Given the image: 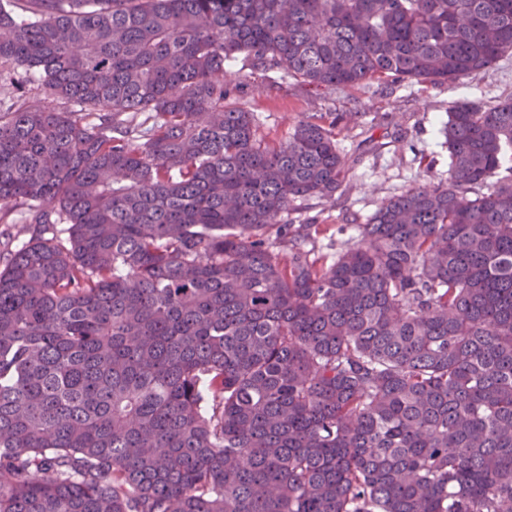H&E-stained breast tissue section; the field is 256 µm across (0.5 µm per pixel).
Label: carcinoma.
<instances>
[{
  "mask_svg": "<svg viewBox=\"0 0 512 512\" xmlns=\"http://www.w3.org/2000/svg\"><path fill=\"white\" fill-rule=\"evenodd\" d=\"M512 0H0V512H512V99L331 263L339 112L269 143L224 66L463 79ZM53 100L77 106L59 111ZM20 213V209H14L6 214L5 211H2L0 252L7 247L14 249L29 238L31 233L30 224H24L20 221Z\"/></svg>",
  "mask_w": 512,
  "mask_h": 512,
  "instance_id": "obj_1",
  "label": "carcinoma"
}]
</instances>
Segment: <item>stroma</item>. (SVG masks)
Instances as JSON below:
<instances>
[{"mask_svg": "<svg viewBox=\"0 0 512 512\" xmlns=\"http://www.w3.org/2000/svg\"><path fill=\"white\" fill-rule=\"evenodd\" d=\"M224 83L236 91L238 106L253 112L259 137L287 135L312 112H343L347 119L336 140L348 165L347 180L334 200L295 203L285 214L289 224L327 225L317 236L319 253L333 254L388 198L405 191L430 163L433 180L448 177V152L440 133L456 102L471 99L495 104L512 97V56L485 71L439 84L388 81L320 89L282 71L254 73L243 61L225 65Z\"/></svg>", "mask_w": 512, "mask_h": 512, "instance_id": "35a3bbf8", "label": "stroma"}]
</instances>
